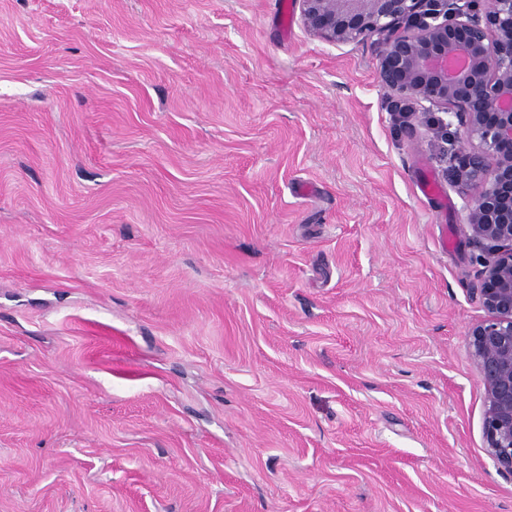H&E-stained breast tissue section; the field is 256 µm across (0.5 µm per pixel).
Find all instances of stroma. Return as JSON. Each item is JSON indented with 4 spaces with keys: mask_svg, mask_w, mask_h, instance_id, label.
Instances as JSON below:
<instances>
[{
    "mask_svg": "<svg viewBox=\"0 0 512 512\" xmlns=\"http://www.w3.org/2000/svg\"><path fill=\"white\" fill-rule=\"evenodd\" d=\"M378 51L291 0H0V512H512L481 250Z\"/></svg>",
    "mask_w": 512,
    "mask_h": 512,
    "instance_id": "stroma-1",
    "label": "stroma"
}]
</instances>
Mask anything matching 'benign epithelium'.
<instances>
[{"instance_id": "7a95c632", "label": "benign epithelium", "mask_w": 512, "mask_h": 512, "mask_svg": "<svg viewBox=\"0 0 512 512\" xmlns=\"http://www.w3.org/2000/svg\"><path fill=\"white\" fill-rule=\"evenodd\" d=\"M325 42L378 37V77L394 108L418 105L452 182L474 190L467 223L484 252L480 300L488 316L469 346L486 393L484 433L512 476V0H293ZM440 116H435V113Z\"/></svg>"}]
</instances>
